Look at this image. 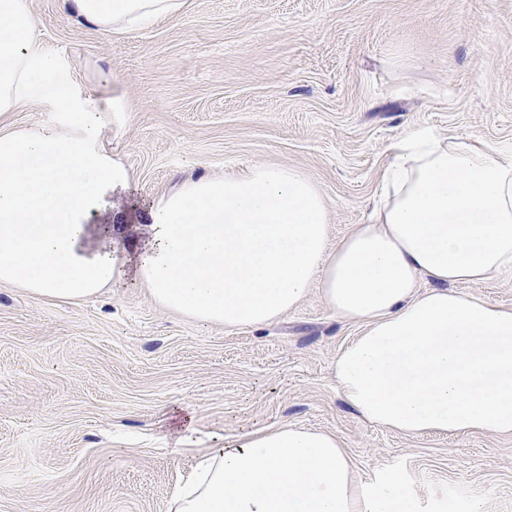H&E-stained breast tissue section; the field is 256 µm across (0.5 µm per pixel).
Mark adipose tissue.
Instances as JSON below:
<instances>
[{"label":"adipose tissue","mask_w":512,"mask_h":512,"mask_svg":"<svg viewBox=\"0 0 512 512\" xmlns=\"http://www.w3.org/2000/svg\"><path fill=\"white\" fill-rule=\"evenodd\" d=\"M107 34L180 14L185 0H67ZM35 35L30 0H0V117L34 102L49 125L0 124V284L79 301L126 281L202 324L259 327L310 294L361 331L336 386L365 422L418 437L512 435V307L460 292L512 269V154L415 124L388 146L374 221L342 238L299 169L259 163L152 202L133 264L122 224L93 223L129 170L103 135L121 95L81 96ZM430 289H422V280ZM171 512H414L360 484L335 434L296 424L221 438Z\"/></svg>","instance_id":"ef3b65f1"}]
</instances>
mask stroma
<instances>
[{"label": "stroma", "instance_id": "obj_1", "mask_svg": "<svg viewBox=\"0 0 512 512\" xmlns=\"http://www.w3.org/2000/svg\"><path fill=\"white\" fill-rule=\"evenodd\" d=\"M31 7L61 78L132 106L105 130L135 174L111 200L127 257L150 203L202 175L299 168L340 238L369 223L409 126L512 152V0H187L121 35L65 0ZM359 331L314 293L227 329L130 284L76 304L0 284V512H169L215 436L284 423L336 434L361 484L400 472L422 512L451 492L512 512V436L407 437L346 405L331 365ZM176 407L194 416L184 445Z\"/></svg>", "mask_w": 512, "mask_h": 512}]
</instances>
